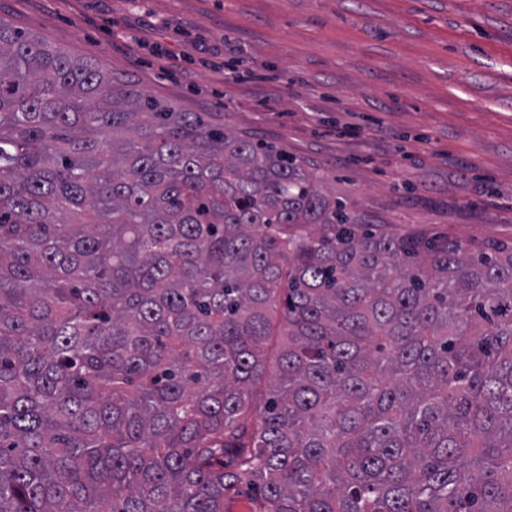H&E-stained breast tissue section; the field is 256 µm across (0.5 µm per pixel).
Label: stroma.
<instances>
[{
	"label": "stroma",
	"mask_w": 512,
	"mask_h": 512,
	"mask_svg": "<svg viewBox=\"0 0 512 512\" xmlns=\"http://www.w3.org/2000/svg\"><path fill=\"white\" fill-rule=\"evenodd\" d=\"M0 17L285 151L362 223L512 243V0H0Z\"/></svg>",
	"instance_id": "35a3bbf8"
}]
</instances>
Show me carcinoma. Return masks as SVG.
Instances as JSON below:
<instances>
[{
  "mask_svg": "<svg viewBox=\"0 0 512 512\" xmlns=\"http://www.w3.org/2000/svg\"><path fill=\"white\" fill-rule=\"evenodd\" d=\"M244 482L250 512H512V245L365 232L0 17V512H229Z\"/></svg>",
  "mask_w": 512,
  "mask_h": 512,
  "instance_id": "cac0c4a2",
  "label": "carcinoma"
}]
</instances>
